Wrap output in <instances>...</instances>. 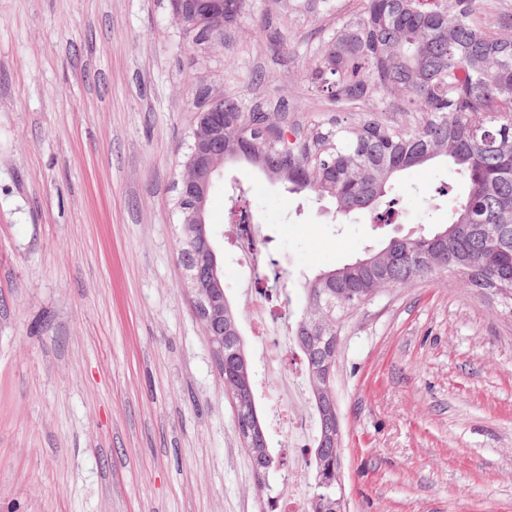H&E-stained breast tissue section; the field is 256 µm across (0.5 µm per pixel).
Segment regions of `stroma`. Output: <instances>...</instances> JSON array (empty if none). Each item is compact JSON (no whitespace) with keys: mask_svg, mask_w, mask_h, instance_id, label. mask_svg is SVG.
<instances>
[{"mask_svg":"<svg viewBox=\"0 0 512 512\" xmlns=\"http://www.w3.org/2000/svg\"><path fill=\"white\" fill-rule=\"evenodd\" d=\"M253 0L225 41L182 44L168 0H0V512H269L288 487L285 431L258 485L235 406L187 290L174 212L199 87L288 99L289 124L328 119L302 68L358 8L316 15ZM287 37L271 45L261 29ZM263 70L271 84L246 86ZM441 161L402 172L400 224L337 219L245 162L206 221L258 372L255 275L230 240L233 190L274 259L287 340L305 279L448 221ZM346 512H512V314L452 274L389 288L342 326L334 379Z\"/></svg>","mask_w":512,"mask_h":512,"instance_id":"35a3bbf8","label":"stroma"}]
</instances>
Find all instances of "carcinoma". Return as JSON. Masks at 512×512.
Segmentation results:
<instances>
[{
    "mask_svg": "<svg viewBox=\"0 0 512 512\" xmlns=\"http://www.w3.org/2000/svg\"><path fill=\"white\" fill-rule=\"evenodd\" d=\"M199 25L181 29L189 47L222 39L218 30L241 22L249 0H199ZM509 16H474L473 0H361L357 16L332 32L303 64L311 89L328 111L346 112L374 101L397 99L409 122L367 111L351 124L341 118L288 126V100L245 107L232 95L199 91L203 110L191 142L208 137L203 114L224 100V142L212 161H246L292 193L335 201L336 215L370 213L390 224L400 218L391 182L402 171L439 159L468 183L454 195L447 183L448 224L407 238L305 281L304 307L291 325L293 343L310 386L324 370V356L308 343L316 323L339 335L347 317L383 286L406 288L450 272L487 299L512 304V41L498 32ZM239 330V314L224 300V337ZM232 373L254 395L249 358L224 348ZM317 411L310 512H331L339 485L341 448L323 442L336 425L311 391ZM260 482L275 467L268 446L250 449Z\"/></svg>",
    "mask_w": 512,
    "mask_h": 512,
    "instance_id": "carcinoma-1",
    "label": "carcinoma"
}]
</instances>
